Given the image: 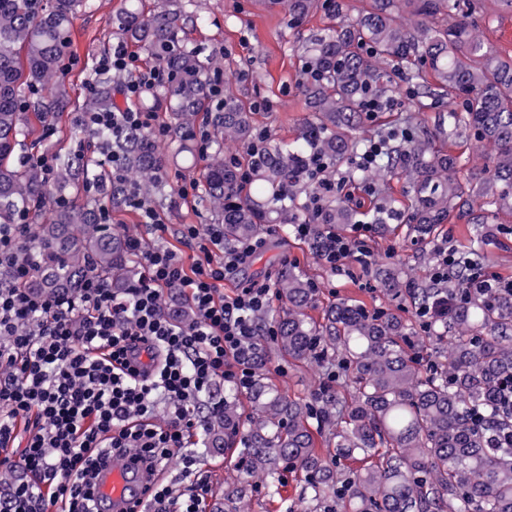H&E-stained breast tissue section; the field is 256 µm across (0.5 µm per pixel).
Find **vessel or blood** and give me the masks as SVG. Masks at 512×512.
Masks as SVG:
<instances>
[{
  "label": "vessel or blood",
  "mask_w": 512,
  "mask_h": 512,
  "mask_svg": "<svg viewBox=\"0 0 512 512\" xmlns=\"http://www.w3.org/2000/svg\"><path fill=\"white\" fill-rule=\"evenodd\" d=\"M134 459V453H119L100 470L95 493L98 512H137L141 508L147 497L148 478L135 466Z\"/></svg>",
  "instance_id": "vessel-or-blood-1"
}]
</instances>
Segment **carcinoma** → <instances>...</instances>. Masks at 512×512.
<instances>
[{
	"label": "carcinoma",
	"instance_id": "1",
	"mask_svg": "<svg viewBox=\"0 0 512 512\" xmlns=\"http://www.w3.org/2000/svg\"><path fill=\"white\" fill-rule=\"evenodd\" d=\"M349 13L343 0H259L280 8L290 28L315 13L328 20L310 29L301 45L303 93L309 116L297 144L284 149L263 138L254 112L229 81L216 82L218 66L200 45L186 41L187 25L203 23L197 0H125L112 16L109 36L145 54L167 79L159 93L140 101L144 112L165 107L169 157L151 132L121 137L93 132L105 156H117L125 179L104 180L91 156L54 153L47 176L28 156L29 114L54 125L66 111L70 32L91 0H0V226L42 217L20 258L39 251L27 285L54 297L77 287L87 274L111 282L139 274L127 238L101 223V212L119 209L130 191L167 196L169 159L201 158L204 200L224 225V241L253 239L268 224H313L308 247L320 250L326 233L356 223L357 210L330 193L321 214L309 207L314 158L328 164V178L343 169L347 179L367 180L361 156L378 145L374 169L405 184L407 203L397 209L373 204L377 223L405 224L426 244L458 210L475 227L468 252L481 253L496 225L512 217V55L483 42L478 21L485 0H361ZM410 88L411 102L392 125L359 132L365 101L386 98L392 68ZM94 94L74 109L69 135L86 127L83 112H110L112 71L89 73ZM448 94V118L430 129L417 119L435 90ZM214 115L215 135L196 152L192 130L199 115ZM463 138L490 147L483 167L459 175ZM243 151L224 156V142ZM105 184L104 203L90 205L81 193ZM461 265L451 287L463 295L448 317L425 336L391 310L369 309L357 299L329 305L322 320L308 314L317 288L294 267L275 282L280 307L273 317L276 351L293 362L310 359L336 366L339 389L322 386L309 399H295L255 376L241 392L224 390V405L208 415L204 452L238 450L242 485L224 490L212 512H236V500L262 488L283 499L284 474H303L300 497L306 512H512V455L495 446V434L512 419L494 408L497 384L512 377V297L488 300ZM375 280L394 297L419 306L429 289L396 265L379 267ZM250 408L248 422L240 398Z\"/></svg>",
	"mask_w": 512,
	"mask_h": 512
}]
</instances>
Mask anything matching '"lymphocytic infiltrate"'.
Wrapping results in <instances>:
<instances>
[{"label": "lymphocytic infiltrate", "mask_w": 512, "mask_h": 512, "mask_svg": "<svg viewBox=\"0 0 512 512\" xmlns=\"http://www.w3.org/2000/svg\"><path fill=\"white\" fill-rule=\"evenodd\" d=\"M101 65L132 74L124 87L130 99L165 80L162 70L138 71L121 46ZM153 119V113L127 108L89 113L84 124L116 136L150 128L163 137ZM31 230L25 218L0 227V268L13 272L0 281V447L13 440L17 419L32 427L20 457L28 477L0 493V512H48L61 498L66 512H93L99 465L127 450L157 471L180 458L184 473L195 477L191 493L178 496L155 483L142 512H202L207 481L181 450L200 427L198 404L215 384L244 390L251 383L255 316L271 306V285L248 280L230 295L222 288L265 250L266 238L230 245L223 225H182L180 242L200 254L188 269L168 247L133 237L130 249L143 268L138 280L117 290L90 275L75 294L46 298L22 286L29 268L18 262L17 251ZM371 230L359 224L349 235L327 233L320 260L335 273L353 263L367 267ZM216 251L221 260H213ZM166 288L186 294L197 313L193 323H176L164 312ZM161 405L167 409L163 425L155 421Z\"/></svg>", "instance_id": "1"}]
</instances>
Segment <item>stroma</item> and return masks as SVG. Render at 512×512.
Returning a JSON list of instances; mask_svg holds the SVG:
<instances>
[{
  "instance_id": "obj_1",
  "label": "stroma",
  "mask_w": 512,
  "mask_h": 512,
  "mask_svg": "<svg viewBox=\"0 0 512 512\" xmlns=\"http://www.w3.org/2000/svg\"><path fill=\"white\" fill-rule=\"evenodd\" d=\"M92 12L78 14L71 33L72 48L65 83L71 106L81 105L90 94L87 81L89 69L101 59V42L109 30V20L121 0H95ZM205 25L191 27L186 39L206 47L216 62L230 58L242 63V71H230L229 79L235 83L240 97L257 105V121L270 141L283 144L291 140L301 127L308 112L299 82L302 76L301 32L289 29L280 12H269L258 7L255 0H198ZM167 180L171 191L155 210L161 223L168 227L163 236L150 234L142 224L137 209L125 206L113 210L112 224L127 235L144 239L147 246L159 244L173 249L184 265H192L195 251L179 243L176 231L182 224H207L211 214L202 200L201 191H194L188 198H180L181 186L199 180V171L183 164L170 165ZM268 246L254 261L242 268L237 280L224 284V293H231L238 280H276L282 267L294 266L314 281L319 289V309L313 310L314 318H321L322 306L343 298H355L368 307L382 306L412 317L414 309L407 298L388 295L373 277L372 269L351 264L350 274L339 275L319 260L315 252L294 237L283 235L280 226L266 230ZM367 245L376 263L397 260L405 271L417 280L429 278L435 263V247H420L411 241L405 226L383 229L373 225ZM262 374L288 395L305 399L310 392L327 380L324 368L312 362L292 364L287 359L270 354L261 368ZM200 466L207 477L206 503L224 494V487L238 478L233 458H211L203 454L200 445H192ZM299 472L285 475L287 501L269 500L264 494L247 493L238 503V512H305L298 497Z\"/></svg>"
}]
</instances>
